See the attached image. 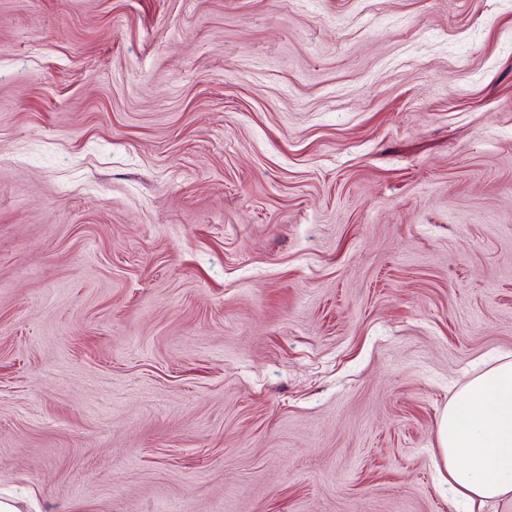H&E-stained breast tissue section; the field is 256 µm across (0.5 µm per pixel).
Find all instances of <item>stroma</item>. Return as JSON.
Listing matches in <instances>:
<instances>
[{"mask_svg": "<svg viewBox=\"0 0 512 512\" xmlns=\"http://www.w3.org/2000/svg\"><path fill=\"white\" fill-rule=\"evenodd\" d=\"M512 355V0H0V493L458 512ZM494 362L448 402L437 424L439 472L472 506L512 493V359Z\"/></svg>", "mask_w": 512, "mask_h": 512, "instance_id": "35a3bbf8", "label": "stroma"}]
</instances>
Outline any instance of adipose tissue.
Here are the masks:
<instances>
[{"label":"adipose tissue","mask_w":512,"mask_h":512,"mask_svg":"<svg viewBox=\"0 0 512 512\" xmlns=\"http://www.w3.org/2000/svg\"><path fill=\"white\" fill-rule=\"evenodd\" d=\"M436 445L458 499L473 505L512 494V358H497L449 401Z\"/></svg>","instance_id":"adipose-tissue-1"}]
</instances>
